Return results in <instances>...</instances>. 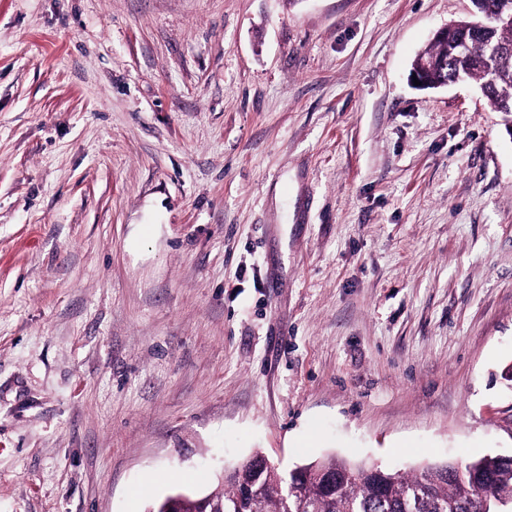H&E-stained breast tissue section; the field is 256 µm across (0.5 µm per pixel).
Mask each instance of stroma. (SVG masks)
<instances>
[{"label":"stroma","mask_w":512,"mask_h":512,"mask_svg":"<svg viewBox=\"0 0 512 512\" xmlns=\"http://www.w3.org/2000/svg\"><path fill=\"white\" fill-rule=\"evenodd\" d=\"M471 0H0V512L254 454L512 455V132ZM474 11L467 20L440 29L433 43L421 51L413 62V72L420 75L425 88L448 82L473 81L490 109L503 115L506 126L512 125V0H471ZM507 20H500V16ZM459 42H469L474 49L461 51ZM488 44L502 50L498 58H490L478 48ZM494 69L496 77L487 82V72ZM419 82L421 80L417 76ZM412 75L411 78H412ZM413 80V78H412ZM414 81V80H413Z\"/></svg>","instance_id":"1"}]
</instances>
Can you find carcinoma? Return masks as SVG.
Wrapping results in <instances>:
<instances>
[{
    "instance_id": "obj_1",
    "label": "carcinoma",
    "mask_w": 512,
    "mask_h": 512,
    "mask_svg": "<svg viewBox=\"0 0 512 512\" xmlns=\"http://www.w3.org/2000/svg\"><path fill=\"white\" fill-rule=\"evenodd\" d=\"M467 20L451 25L452 36L436 38L414 60L413 71L429 88L473 81L490 109L512 125V0H471ZM496 72L487 82V72ZM253 456L224 474L205 495L191 493L183 512H251L255 482L270 512H282L277 488L285 475L261 467ZM292 509L301 503L313 512H479L480 493H490L485 512L512 508V463L488 454L464 463L427 464L409 472L352 464L334 456L299 466Z\"/></svg>"
}]
</instances>
